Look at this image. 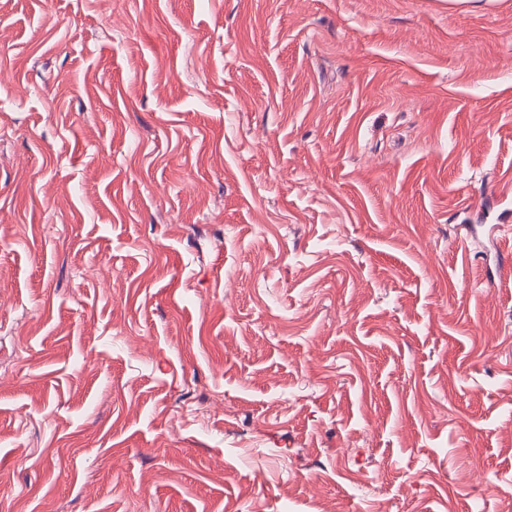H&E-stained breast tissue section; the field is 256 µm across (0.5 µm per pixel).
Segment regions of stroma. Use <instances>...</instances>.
<instances>
[{"label": "stroma", "mask_w": 512, "mask_h": 512, "mask_svg": "<svg viewBox=\"0 0 512 512\" xmlns=\"http://www.w3.org/2000/svg\"><path fill=\"white\" fill-rule=\"evenodd\" d=\"M512 512V0H0V512Z\"/></svg>", "instance_id": "35a3bbf8"}]
</instances>
